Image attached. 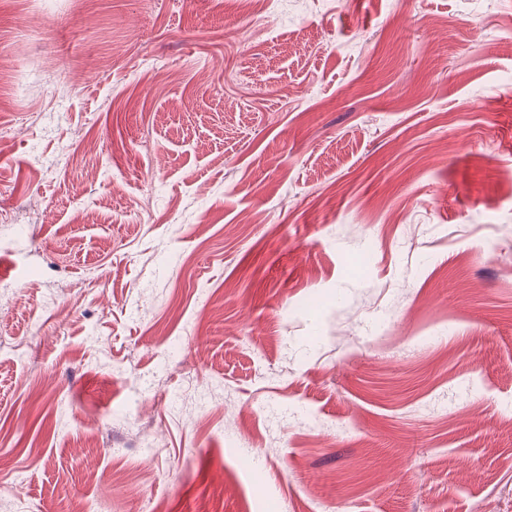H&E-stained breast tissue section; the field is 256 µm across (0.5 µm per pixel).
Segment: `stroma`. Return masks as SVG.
I'll return each mask as SVG.
<instances>
[{"label":"stroma","mask_w":512,"mask_h":512,"mask_svg":"<svg viewBox=\"0 0 512 512\" xmlns=\"http://www.w3.org/2000/svg\"><path fill=\"white\" fill-rule=\"evenodd\" d=\"M512 0H0V512H512Z\"/></svg>","instance_id":"1"}]
</instances>
